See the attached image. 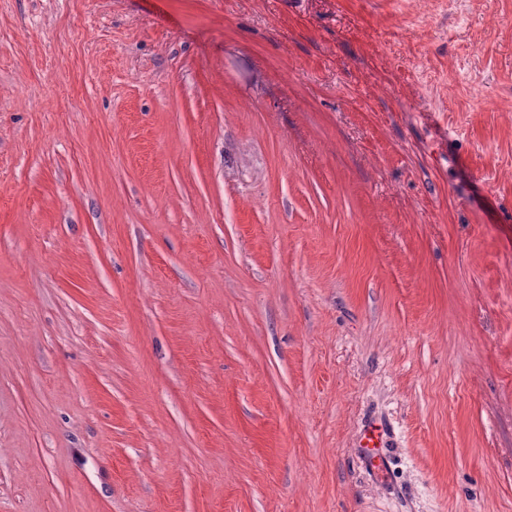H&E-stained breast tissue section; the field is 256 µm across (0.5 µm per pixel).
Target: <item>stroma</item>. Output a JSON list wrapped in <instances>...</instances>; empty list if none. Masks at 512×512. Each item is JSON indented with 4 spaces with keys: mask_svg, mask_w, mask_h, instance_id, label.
<instances>
[{
    "mask_svg": "<svg viewBox=\"0 0 512 512\" xmlns=\"http://www.w3.org/2000/svg\"><path fill=\"white\" fill-rule=\"evenodd\" d=\"M0 512H512V0H0ZM358 448L372 468L381 473L386 471L385 460L378 449L385 448V445L382 443L381 429L377 425H368L361 431Z\"/></svg>",
    "mask_w": 512,
    "mask_h": 512,
    "instance_id": "35a3bbf8",
    "label": "stroma"
}]
</instances>
